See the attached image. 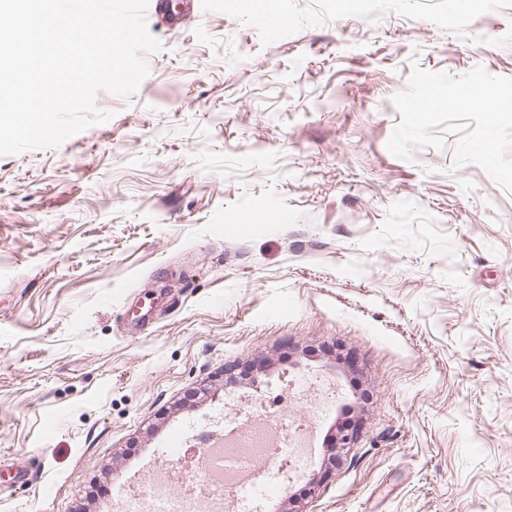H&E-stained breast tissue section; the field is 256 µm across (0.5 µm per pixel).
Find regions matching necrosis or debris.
Instances as JSON below:
<instances>
[{
    "label": "necrosis or debris",
    "mask_w": 512,
    "mask_h": 512,
    "mask_svg": "<svg viewBox=\"0 0 512 512\" xmlns=\"http://www.w3.org/2000/svg\"><path fill=\"white\" fill-rule=\"evenodd\" d=\"M292 391L309 409L310 418L328 412L336 401V388L329 380L310 374L295 379ZM309 418V420H310ZM309 420H282L281 439L270 446L265 436L267 410L255 405L248 420L228 427L233 448L232 464L223 454H214L211 475L175 496L170 488L178 479L172 471L141 484L140 492L160 504L163 512H224V496L232 494L236 512H258L272 492L280 491L286 481L303 476L312 455L308 447Z\"/></svg>",
    "instance_id": "4bbe7bcc"
}]
</instances>
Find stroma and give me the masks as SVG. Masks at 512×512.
I'll list each match as a JSON object with an SVG mask.
<instances>
[{
    "label": "stroma",
    "mask_w": 512,
    "mask_h": 512,
    "mask_svg": "<svg viewBox=\"0 0 512 512\" xmlns=\"http://www.w3.org/2000/svg\"><path fill=\"white\" fill-rule=\"evenodd\" d=\"M106 123L0 157V512H106L171 435L316 372L359 437L306 512H512V196L394 157L412 63L512 77V0H195ZM29 488L10 487L15 458Z\"/></svg>",
    "instance_id": "obj_1"
}]
</instances>
